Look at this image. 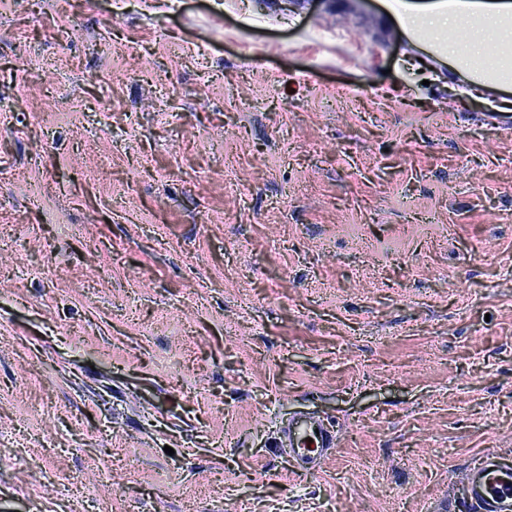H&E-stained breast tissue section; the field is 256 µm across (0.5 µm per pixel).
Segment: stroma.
Masks as SVG:
<instances>
[{
    "label": "stroma",
    "instance_id": "1",
    "mask_svg": "<svg viewBox=\"0 0 512 512\" xmlns=\"http://www.w3.org/2000/svg\"><path fill=\"white\" fill-rule=\"evenodd\" d=\"M423 54L381 0L0 5V512H431L512 453V118ZM282 434L281 444L288 447V461L294 469L304 473L322 469L332 456L331 450L336 448L338 436L328 418L302 413L288 420Z\"/></svg>",
    "mask_w": 512,
    "mask_h": 512
}]
</instances>
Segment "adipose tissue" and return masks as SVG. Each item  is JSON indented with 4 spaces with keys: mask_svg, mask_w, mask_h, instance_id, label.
I'll return each instance as SVG.
<instances>
[{
    "mask_svg": "<svg viewBox=\"0 0 512 512\" xmlns=\"http://www.w3.org/2000/svg\"><path fill=\"white\" fill-rule=\"evenodd\" d=\"M386 7L411 40L465 79L466 95L512 87V0H386ZM457 28L465 42L446 39Z\"/></svg>",
    "mask_w": 512,
    "mask_h": 512,
    "instance_id": "ef3b65f1",
    "label": "adipose tissue"
}]
</instances>
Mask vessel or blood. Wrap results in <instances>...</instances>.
Listing matches in <instances>:
<instances>
[{"mask_svg": "<svg viewBox=\"0 0 512 512\" xmlns=\"http://www.w3.org/2000/svg\"><path fill=\"white\" fill-rule=\"evenodd\" d=\"M291 466L321 470L336 446L333 423L314 414H296L282 431ZM447 512H512V458L487 451L466 468L463 493Z\"/></svg>", "mask_w": 512, "mask_h": 512, "instance_id": "obj_1", "label": "vessel or blood"}]
</instances>
